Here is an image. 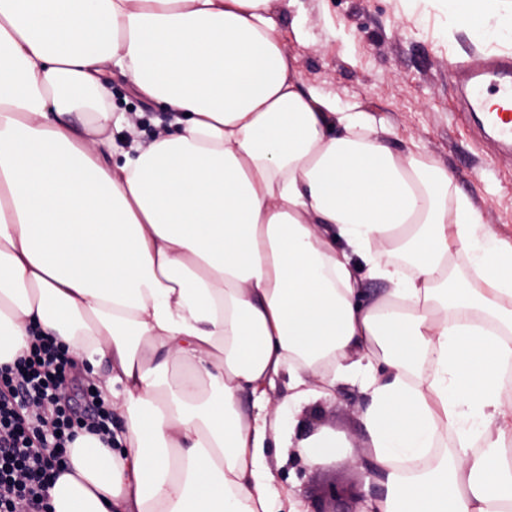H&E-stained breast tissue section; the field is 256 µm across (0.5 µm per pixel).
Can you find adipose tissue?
<instances>
[{
    "label": "adipose tissue",
    "instance_id": "1",
    "mask_svg": "<svg viewBox=\"0 0 512 512\" xmlns=\"http://www.w3.org/2000/svg\"><path fill=\"white\" fill-rule=\"evenodd\" d=\"M273 2L0 0V365L54 336L125 421L112 449L78 435L54 512H306L267 435L323 463L335 436L286 420L344 383L381 487L360 512H512V243L302 82ZM438 3L443 41L512 44V0ZM115 70L170 114L150 142Z\"/></svg>",
    "mask_w": 512,
    "mask_h": 512
}]
</instances>
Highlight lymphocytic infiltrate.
<instances>
[{
    "label": "lymphocytic infiltrate",
    "instance_id": "lymphocytic-infiltrate-1",
    "mask_svg": "<svg viewBox=\"0 0 512 512\" xmlns=\"http://www.w3.org/2000/svg\"><path fill=\"white\" fill-rule=\"evenodd\" d=\"M73 371L66 346L42 335L0 367V512H53L48 489L78 434L113 444L112 412L94 385H82L79 408L60 393L59 378Z\"/></svg>",
    "mask_w": 512,
    "mask_h": 512
}]
</instances>
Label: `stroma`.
<instances>
[{"label":"stroma","mask_w":512,"mask_h":512,"mask_svg":"<svg viewBox=\"0 0 512 512\" xmlns=\"http://www.w3.org/2000/svg\"><path fill=\"white\" fill-rule=\"evenodd\" d=\"M275 19L305 84L355 101L383 117L401 139H414L455 176L459 188L480 208L485 224L512 240V159L487 141L463 110L455 69L483 54L464 33L453 44L440 42L442 18L414 0H278ZM115 107L143 116L144 139L165 109L135 94L128 77L113 73ZM367 397L358 386L340 385L335 401L303 405L297 421L320 412L322 431L335 434L338 449L328 463L308 467L285 455L268 436L266 457L279 485L292 488L306 505L328 485L374 488L365 468L361 413Z\"/></svg>","instance_id":"35a3bbf8"}]
</instances>
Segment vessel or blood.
<instances>
[{
    "label": "vessel or blood",
    "instance_id": "obj_1",
    "mask_svg": "<svg viewBox=\"0 0 512 512\" xmlns=\"http://www.w3.org/2000/svg\"><path fill=\"white\" fill-rule=\"evenodd\" d=\"M465 103L469 111L481 113L483 126L493 140L512 149V56L490 59L484 67L465 71Z\"/></svg>",
    "mask_w": 512,
    "mask_h": 512
}]
</instances>
